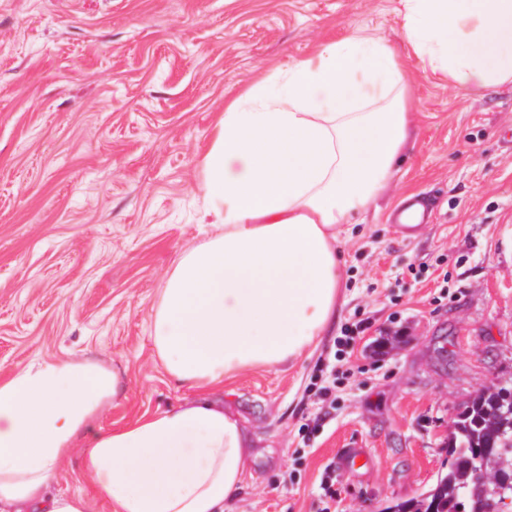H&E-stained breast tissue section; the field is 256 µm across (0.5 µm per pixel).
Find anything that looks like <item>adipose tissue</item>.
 <instances>
[{
    "label": "adipose tissue",
    "mask_w": 512,
    "mask_h": 512,
    "mask_svg": "<svg viewBox=\"0 0 512 512\" xmlns=\"http://www.w3.org/2000/svg\"><path fill=\"white\" fill-rule=\"evenodd\" d=\"M402 39L432 73L480 92L512 84V0H396ZM409 136L392 45L354 33L294 58L224 112L202 161L207 240L175 259L151 338L193 390L109 431L121 393L86 358L35 359L0 383V512H90L49 492L73 445L116 512H224L245 488L248 435L213 387L297 360L336 310L340 245L384 191Z\"/></svg>",
    "instance_id": "obj_1"
}]
</instances>
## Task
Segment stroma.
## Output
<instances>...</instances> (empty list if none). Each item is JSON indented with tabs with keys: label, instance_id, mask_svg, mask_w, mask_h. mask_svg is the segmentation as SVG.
Here are the masks:
<instances>
[{
	"label": "stroma",
	"instance_id": "obj_1",
	"mask_svg": "<svg viewBox=\"0 0 512 512\" xmlns=\"http://www.w3.org/2000/svg\"><path fill=\"white\" fill-rule=\"evenodd\" d=\"M395 5L0 0V382L36 358L101 361L121 397L97 430L191 397L150 329L175 258L209 233L200 163L224 108L357 30L399 52L410 138L342 247L325 336L213 390L252 438L226 512H387L425 492L448 468L450 418L512 378V85L468 93L423 70ZM416 193L437 213L405 237L387 217ZM350 448L359 461L343 460ZM50 490L114 512L78 451Z\"/></svg>",
	"mask_w": 512,
	"mask_h": 512
}]
</instances>
